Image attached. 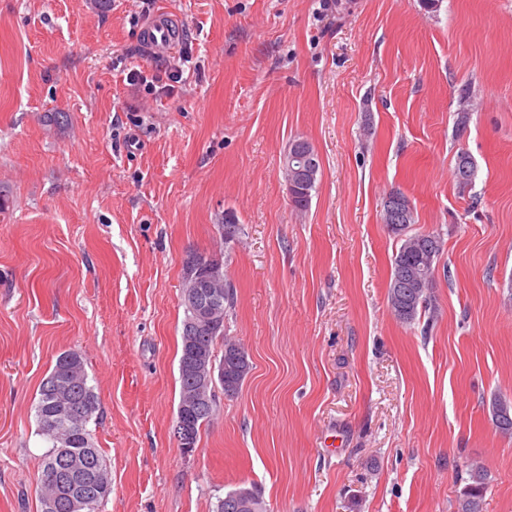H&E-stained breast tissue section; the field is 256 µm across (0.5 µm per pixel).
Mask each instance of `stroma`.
I'll return each mask as SVG.
<instances>
[{
    "mask_svg": "<svg viewBox=\"0 0 512 512\" xmlns=\"http://www.w3.org/2000/svg\"><path fill=\"white\" fill-rule=\"evenodd\" d=\"M142 8L0 0V512H41L37 390L68 349L100 401L99 512H215L243 484L268 512H457L474 461L483 512H512L489 414L512 402V0H155L184 29L162 57ZM161 65L171 91L127 78ZM297 138L321 160L303 211ZM393 189L443 242L437 314L410 325L387 304ZM218 248L253 369L186 456L182 261ZM288 160L289 166L292 170V175L288 177ZM294 160H298L301 162V167L294 168L291 166ZM320 165V158L316 152L304 141H296L290 143L288 145L287 151L283 158V171L285 173V179L287 184V190H289V195L291 198L295 197V195L304 191L305 189L300 188L299 185L307 186L306 181H301L306 179L308 176L313 177L316 173L318 165ZM299 174L300 176L295 178L293 175Z\"/></svg>",
    "mask_w": 512,
    "mask_h": 512,
    "instance_id": "stroma-1",
    "label": "stroma"
}]
</instances>
